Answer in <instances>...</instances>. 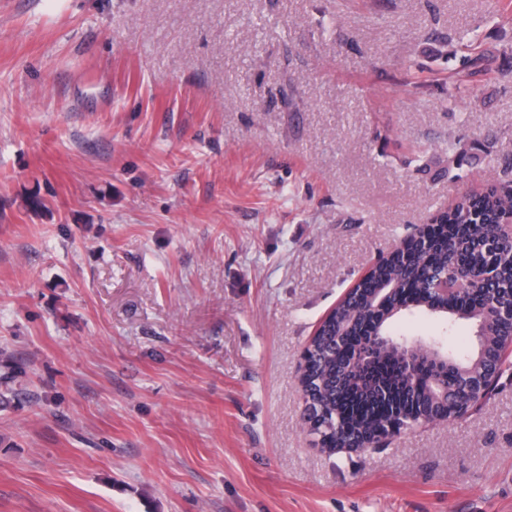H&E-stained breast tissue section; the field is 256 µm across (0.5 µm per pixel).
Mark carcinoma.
I'll list each match as a JSON object with an SVG mask.
<instances>
[{"label":"carcinoma","instance_id":"cac0c4a2","mask_svg":"<svg viewBox=\"0 0 512 512\" xmlns=\"http://www.w3.org/2000/svg\"><path fill=\"white\" fill-rule=\"evenodd\" d=\"M512 208V185L495 184L478 193L464 194L445 212L434 215L432 223L440 228L428 248L420 241L406 237L399 250L391 257L374 264L367 276L356 286L350 302L336 307L330 323L313 341L307 363L311 381V400L321 423L328 424L331 436L343 443L350 438L348 431H369L378 426L372 419L376 413L395 407L406 415L419 416L433 404L428 389H411L402 382V369L398 359L387 354L371 370L353 373L343 382L344 402L333 403L336 393V364L333 357L332 335L342 328L351 337L395 332L393 319L402 313L446 316L456 323L472 322L480 318V309L493 311L495 304L509 303L508 294L497 299L446 296L431 291L435 276L446 272L456 260L472 266H492L496 287L512 289V243H501L496 256L489 255L482 240L492 234L499 224L500 215ZM378 288H391V293H377ZM486 335L507 336L512 333V322L485 318ZM468 349L452 352L460 361L448 369V387L454 388L476 369L473 361L462 356Z\"/></svg>","mask_w":512,"mask_h":512}]
</instances>
